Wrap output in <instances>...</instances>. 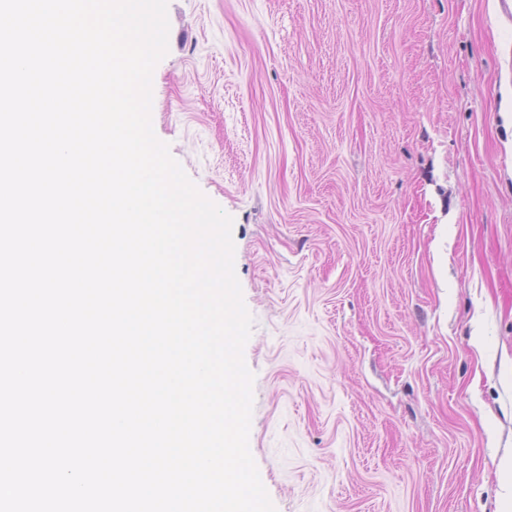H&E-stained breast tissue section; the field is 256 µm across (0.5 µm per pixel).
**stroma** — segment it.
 Listing matches in <instances>:
<instances>
[{"label": "stroma", "mask_w": 512, "mask_h": 512, "mask_svg": "<svg viewBox=\"0 0 512 512\" xmlns=\"http://www.w3.org/2000/svg\"><path fill=\"white\" fill-rule=\"evenodd\" d=\"M156 137L232 216L276 512H498L512 450L499 0H168Z\"/></svg>", "instance_id": "stroma-1"}]
</instances>
